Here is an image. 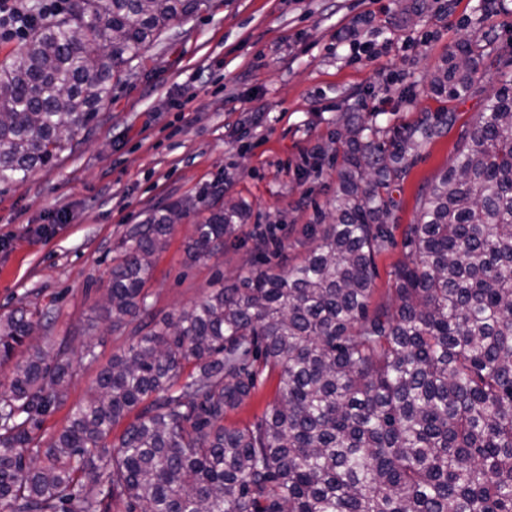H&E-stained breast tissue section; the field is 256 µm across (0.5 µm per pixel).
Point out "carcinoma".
<instances>
[{
  "label": "carcinoma",
  "mask_w": 512,
  "mask_h": 512,
  "mask_svg": "<svg viewBox=\"0 0 512 512\" xmlns=\"http://www.w3.org/2000/svg\"><path fill=\"white\" fill-rule=\"evenodd\" d=\"M204 2L69 0L38 23L0 63V181L52 164L64 130L92 122L112 80ZM482 57L461 44L437 90L469 92ZM455 121L427 115L388 149L348 124L336 216L303 230L307 255L258 264L161 325L146 285L190 203L131 225L105 309L130 343L47 443L35 431L77 376L73 340L47 350L31 343L47 313L0 314V365L29 350L0 391V512H512V79L461 132L399 243L384 196L409 151ZM247 219L242 202L212 208L190 256L224 253ZM398 244L393 302L374 307L375 258ZM272 373L273 406L224 424Z\"/></svg>",
  "instance_id": "1"
}]
</instances>
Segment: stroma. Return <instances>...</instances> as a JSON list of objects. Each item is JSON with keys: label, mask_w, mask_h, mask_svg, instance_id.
<instances>
[{"label": "stroma", "mask_w": 512, "mask_h": 512, "mask_svg": "<svg viewBox=\"0 0 512 512\" xmlns=\"http://www.w3.org/2000/svg\"><path fill=\"white\" fill-rule=\"evenodd\" d=\"M367 11L376 22L365 48L337 41V30ZM464 41L485 54L472 91L451 101L432 75ZM509 78L512 0H207L162 33L113 84L93 125L74 129L55 164L0 181V314L49 311L57 340L80 335L91 319L105 333L98 363L81 366L38 438L58 436L100 365L128 344L108 333L101 305L113 251L130 225L174 200L198 204L154 258L148 288L166 320L254 260V238L268 227L278 243L267 264L301 256L303 228L331 221L342 163L332 135L349 117L387 141L425 113L455 112L456 126L412 152L407 175L391 189L392 218L406 228L419 219L421 191L453 164L462 127ZM216 191L247 202L249 221L222 255L190 259L202 206ZM278 383L275 374L262 379L227 423L261 416Z\"/></svg>", "instance_id": "obj_1"}]
</instances>
